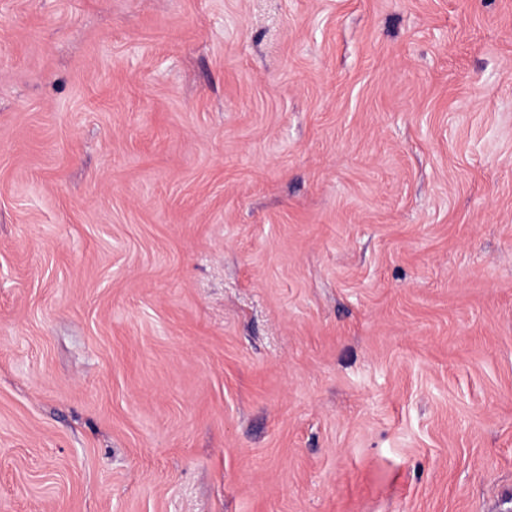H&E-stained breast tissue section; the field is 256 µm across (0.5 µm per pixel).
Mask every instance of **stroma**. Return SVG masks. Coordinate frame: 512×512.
Masks as SVG:
<instances>
[{"label":"stroma","mask_w":512,"mask_h":512,"mask_svg":"<svg viewBox=\"0 0 512 512\" xmlns=\"http://www.w3.org/2000/svg\"><path fill=\"white\" fill-rule=\"evenodd\" d=\"M0 512H512V0H0Z\"/></svg>","instance_id":"1"}]
</instances>
